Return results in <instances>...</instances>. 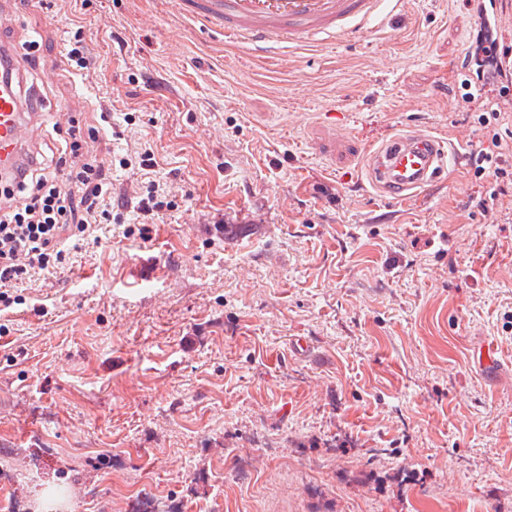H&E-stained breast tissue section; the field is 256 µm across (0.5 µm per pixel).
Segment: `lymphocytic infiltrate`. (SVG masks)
<instances>
[{
  "instance_id": "lymphocytic-infiltrate-1",
  "label": "lymphocytic infiltrate",
  "mask_w": 512,
  "mask_h": 512,
  "mask_svg": "<svg viewBox=\"0 0 512 512\" xmlns=\"http://www.w3.org/2000/svg\"><path fill=\"white\" fill-rule=\"evenodd\" d=\"M111 190V161L93 154L76 126L56 156H39L18 176L0 179V301L63 264L67 240L88 238L95 224L109 220Z\"/></svg>"
}]
</instances>
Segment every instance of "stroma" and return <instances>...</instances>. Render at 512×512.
Listing matches in <instances>:
<instances>
[{
  "label": "stroma",
  "instance_id": "obj_1",
  "mask_svg": "<svg viewBox=\"0 0 512 512\" xmlns=\"http://www.w3.org/2000/svg\"><path fill=\"white\" fill-rule=\"evenodd\" d=\"M0 26L55 51L83 31L88 70L26 78L37 149L76 122L114 160L111 223L0 303V470L26 512L53 487L64 512L135 490L178 512H512V176L468 164L512 146V112L483 123L494 96L460 87L466 54L512 46L511 13L406 0L264 57L176 0H19ZM417 130L458 163L386 199L369 154Z\"/></svg>",
  "mask_w": 512,
  "mask_h": 512
}]
</instances>
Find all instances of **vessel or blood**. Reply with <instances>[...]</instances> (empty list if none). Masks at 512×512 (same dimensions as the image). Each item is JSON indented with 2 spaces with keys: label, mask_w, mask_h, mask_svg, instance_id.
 Listing matches in <instances>:
<instances>
[{
  "label": "vessel or blood",
  "mask_w": 512,
  "mask_h": 512,
  "mask_svg": "<svg viewBox=\"0 0 512 512\" xmlns=\"http://www.w3.org/2000/svg\"><path fill=\"white\" fill-rule=\"evenodd\" d=\"M204 22L226 37L267 51L366 31L386 7L405 0H194ZM42 126L40 109H24L15 83L0 82V170L18 166ZM454 144L417 131L395 137L371 156V177L386 197L403 200L427 191L455 158Z\"/></svg>",
  "instance_id": "vessel-or-blood-1"
}]
</instances>
